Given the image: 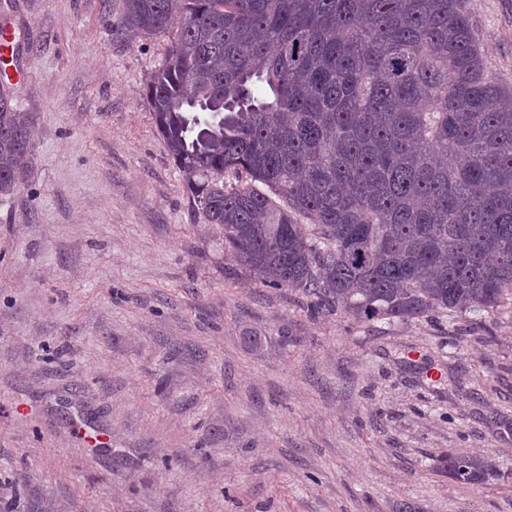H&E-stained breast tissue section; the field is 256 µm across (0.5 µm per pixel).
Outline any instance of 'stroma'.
I'll use <instances>...</instances> for the list:
<instances>
[{"mask_svg": "<svg viewBox=\"0 0 512 512\" xmlns=\"http://www.w3.org/2000/svg\"><path fill=\"white\" fill-rule=\"evenodd\" d=\"M464 2L512 89V0ZM122 9L0 0L34 115L0 202V506L512 512V302L369 325L260 283L155 131L170 33L113 37ZM449 451L496 477L458 484Z\"/></svg>", "mask_w": 512, "mask_h": 512, "instance_id": "obj_1", "label": "stroma"}]
</instances>
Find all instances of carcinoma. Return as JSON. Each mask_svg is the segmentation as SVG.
<instances>
[{
	"label": "carcinoma",
	"instance_id": "obj_1",
	"mask_svg": "<svg viewBox=\"0 0 512 512\" xmlns=\"http://www.w3.org/2000/svg\"><path fill=\"white\" fill-rule=\"evenodd\" d=\"M176 16L145 95L246 270L368 324L512 299V92L463 0H124L112 35ZM31 127L1 85L0 201ZM437 462L465 486L493 475L480 456Z\"/></svg>",
	"mask_w": 512,
	"mask_h": 512
}]
</instances>
